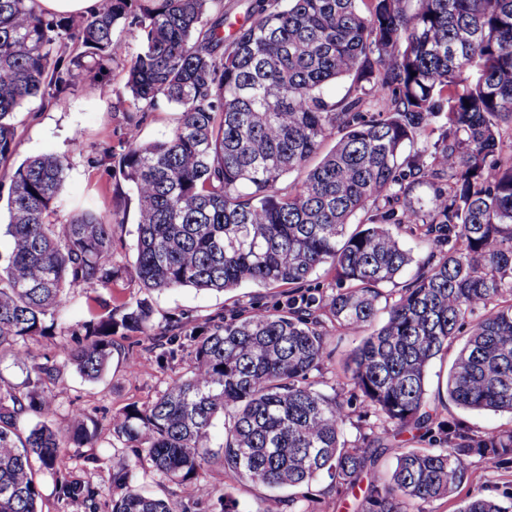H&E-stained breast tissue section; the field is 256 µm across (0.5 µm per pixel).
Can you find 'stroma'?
I'll use <instances>...</instances> for the list:
<instances>
[{"instance_id": "35a3bbf8", "label": "stroma", "mask_w": 512, "mask_h": 512, "mask_svg": "<svg viewBox=\"0 0 512 512\" xmlns=\"http://www.w3.org/2000/svg\"><path fill=\"white\" fill-rule=\"evenodd\" d=\"M139 39L136 31L128 30L120 36V48L107 70L90 78L83 76L59 95L51 104L40 101L26 103L16 114L15 149L12 160L41 154L68 157L70 169L62 191V204L58 210L60 221L70 220L79 206L92 205L101 213L114 211L117 206L114 181L108 162L103 161L104 150L121 153L125 141L123 110L127 108V66L136 53ZM103 298L111 299L113 308L125 311L136 301L149 299L153 307L152 321L164 328L176 323L201 326L211 318L227 319L261 306L270 310L287 308L292 295L287 288L244 285L223 293L199 291L193 288L144 295L134 281L124 279L115 283L111 290L103 291ZM362 332L346 330L332 335L327 343V355L312 377L322 392L339 394L349 399L351 387L344 373V362L360 345ZM116 348L112 361L96 382L80 377L71 366L63 368V382L55 389L56 403L47 422L54 427H64L74 409L82 408L95 415L101 422H108L113 414L124 408L144 406L151 402L170 377L185 371L190 354L180 352L175 361L159 364L157 354L151 349L150 340L140 333L115 335ZM136 360L137 377H129L127 364ZM452 353L438 356L428 375L427 390L431 400L434 420L453 416L479 430L512 427V414L490 410H466L449 403L446 393L448 368ZM394 436L397 442L408 448L438 449L439 444L429 435L420 432H397L385 421L373 414L364 413L361 406H352L350 419L344 428L348 445H364L380 433ZM70 466L76 468L81 478L97 492L96 512H110L111 497L108 490L109 476L113 467L134 464L132 449L113 450L112 436L102 433L98 447L65 450ZM209 487L207 495L198 496L192 491L179 488L154 475H139L137 485L147 493L167 497L177 507L188 512H220L224 497H232L237 512H259L265 500L276 496L293 498L299 512H359L363 498V486L349 490H337L329 475H322L309 486L300 489H273L251 481L237 482L215 470L204 471ZM474 495L504 500L512 497V469L494 467L487 460L473 457L470 477L450 497L424 504V512H457L462 500Z\"/></svg>"}]
</instances>
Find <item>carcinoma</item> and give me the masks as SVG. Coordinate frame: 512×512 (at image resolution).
I'll list each match as a JSON object with an SVG mask.
<instances>
[{
	"mask_svg": "<svg viewBox=\"0 0 512 512\" xmlns=\"http://www.w3.org/2000/svg\"><path fill=\"white\" fill-rule=\"evenodd\" d=\"M218 3L109 0L74 25L46 17L37 0H0V163L14 153L23 104L52 102L83 69L101 74L121 33L140 36L128 69L125 147L113 169L136 200L132 268L113 261L118 214L55 218L66 157L35 156L9 174L13 246L0 259V362L29 370L19 385L0 383V512H43L46 474L59 499L93 500L91 488L63 472L62 449L97 447L96 417L81 411L63 430H20L49 414L63 376L30 347L52 335L72 288L94 292L127 277L148 292L245 283L299 291L326 266L336 290L167 335L160 361L187 341L191 362L151 403L112 417V438L140 452L134 467L112 471L111 512H177L170 499L137 489L138 469L181 487L200 486L207 464L277 488L326 472L347 490L368 475L361 512H416V503L468 481L475 456L512 468V427L473 430L450 416L438 423L445 448L393 444L395 467L382 478L368 451L343 440L345 402L311 380L329 329L366 330L347 364L361 404L404 431L428 433L429 367L463 334L448 400L512 414V145L504 149L500 131L512 121V0H259L228 42L224 13L210 17ZM345 77L346 94L326 102L323 86ZM370 97L378 105L371 115ZM161 100L179 112L177 124L168 138L145 143L137 115ZM442 113L431 162L404 154ZM292 172L304 178L281 187ZM429 179L443 187L418 207L406 204ZM394 224L413 226L439 251L404 283L414 258ZM389 285L398 298L375 328ZM152 315L144 298L118 317L109 310L82 322L62 344L66 362L98 379L115 331L149 336ZM219 417L224 443L214 452ZM458 512H512V504L472 496Z\"/></svg>",
	"mask_w": 512,
	"mask_h": 512,
	"instance_id": "1",
	"label": "carcinoma"
}]
</instances>
